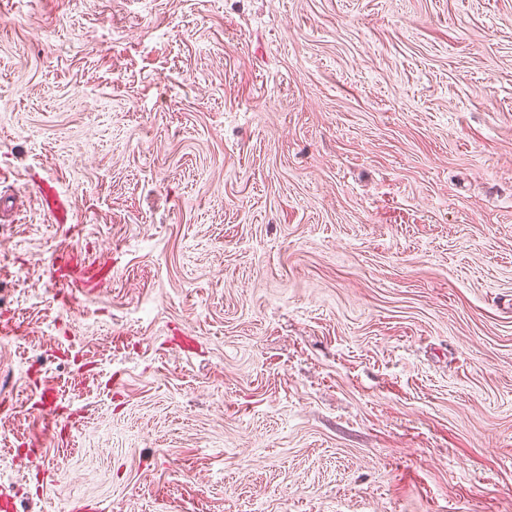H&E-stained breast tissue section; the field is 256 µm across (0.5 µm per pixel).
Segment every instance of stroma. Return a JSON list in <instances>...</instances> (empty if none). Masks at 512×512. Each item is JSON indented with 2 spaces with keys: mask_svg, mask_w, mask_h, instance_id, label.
<instances>
[{
  "mask_svg": "<svg viewBox=\"0 0 512 512\" xmlns=\"http://www.w3.org/2000/svg\"><path fill=\"white\" fill-rule=\"evenodd\" d=\"M0 512H512V0H0Z\"/></svg>",
  "mask_w": 512,
  "mask_h": 512,
  "instance_id": "obj_1",
  "label": "stroma"
}]
</instances>
